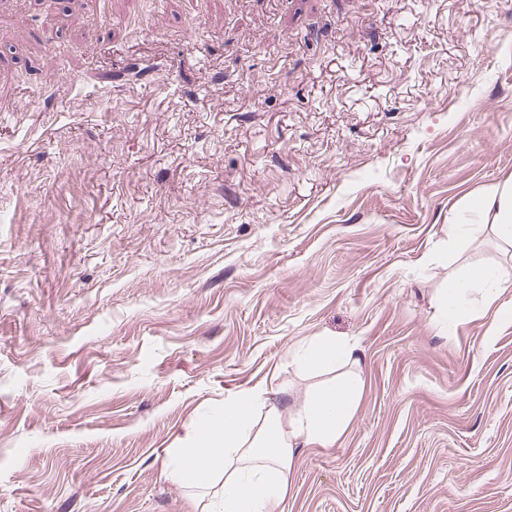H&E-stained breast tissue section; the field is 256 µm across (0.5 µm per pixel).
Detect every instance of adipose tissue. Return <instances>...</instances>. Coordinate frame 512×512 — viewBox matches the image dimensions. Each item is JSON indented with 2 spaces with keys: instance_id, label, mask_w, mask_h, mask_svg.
<instances>
[{
  "instance_id": "obj_1",
  "label": "adipose tissue",
  "mask_w": 512,
  "mask_h": 512,
  "mask_svg": "<svg viewBox=\"0 0 512 512\" xmlns=\"http://www.w3.org/2000/svg\"><path fill=\"white\" fill-rule=\"evenodd\" d=\"M467 207L512 242V175L470 197ZM511 285L512 270L505 267L466 268L443 294L446 313L454 319L467 316L472 288H481L490 305ZM298 358L313 369L359 363L354 347L333 336L314 337ZM360 393L361 379L353 370L300 405L280 407L263 389L239 393L199 423L182 447L171 450L166 473L193 490L203 503L201 512H278L295 442H336Z\"/></svg>"
}]
</instances>
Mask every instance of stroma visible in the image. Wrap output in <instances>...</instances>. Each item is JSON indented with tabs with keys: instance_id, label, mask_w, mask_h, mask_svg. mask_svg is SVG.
I'll list each match as a JSON object with an SVG mask.
<instances>
[{
	"instance_id": "35a3bbf8",
	"label": "stroma",
	"mask_w": 512,
	"mask_h": 512,
	"mask_svg": "<svg viewBox=\"0 0 512 512\" xmlns=\"http://www.w3.org/2000/svg\"><path fill=\"white\" fill-rule=\"evenodd\" d=\"M0 98V512H199L171 450L310 397L316 336L362 394L281 512H512V286L442 308L512 267L450 236L512 174V0H0ZM510 284L511 272L503 266L466 268L443 294L446 313L452 319L467 316L468 294L475 286L481 288L485 303L491 305ZM298 359L313 369L335 367L337 364L358 366L354 347L334 336H316L299 353Z\"/></svg>"
}]
</instances>
